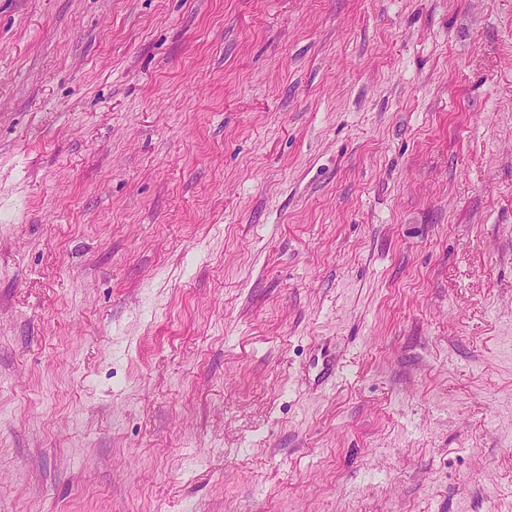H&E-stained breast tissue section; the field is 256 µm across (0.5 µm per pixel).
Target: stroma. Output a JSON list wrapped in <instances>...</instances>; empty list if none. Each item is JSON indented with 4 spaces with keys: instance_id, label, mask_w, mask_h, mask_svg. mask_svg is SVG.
<instances>
[{
    "instance_id": "obj_1",
    "label": "stroma",
    "mask_w": 512,
    "mask_h": 512,
    "mask_svg": "<svg viewBox=\"0 0 512 512\" xmlns=\"http://www.w3.org/2000/svg\"><path fill=\"white\" fill-rule=\"evenodd\" d=\"M0 512H512V0H0Z\"/></svg>"
}]
</instances>
